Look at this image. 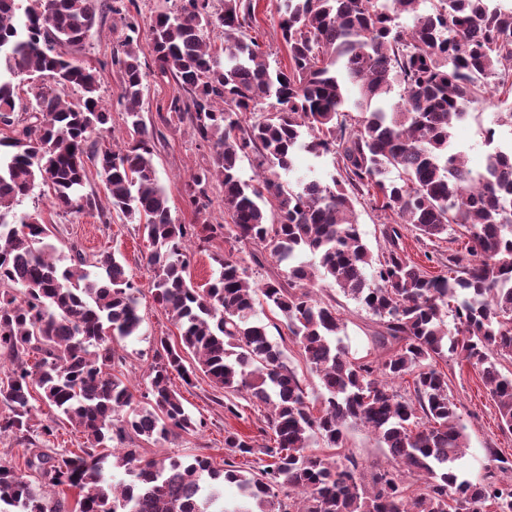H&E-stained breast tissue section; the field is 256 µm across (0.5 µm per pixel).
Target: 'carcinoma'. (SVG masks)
Segmentation results:
<instances>
[{
	"instance_id": "obj_1",
	"label": "carcinoma",
	"mask_w": 512,
	"mask_h": 512,
	"mask_svg": "<svg viewBox=\"0 0 512 512\" xmlns=\"http://www.w3.org/2000/svg\"><path fill=\"white\" fill-rule=\"evenodd\" d=\"M0 0V436L23 445L0 460V512H224V485H234L257 512H512V484L461 480L456 462L467 448L448 376L449 355L476 367L502 426L512 430V147L491 149L473 171L449 147L450 129L482 106L490 87L512 93V0H282L279 28L289 68H273L246 36L257 0H179L146 23L154 64L180 89L168 116L189 119L212 146L208 165L185 182L183 198L198 216L211 206L214 181L224 188L228 224H178L154 165L163 132L142 118L146 72L134 44L142 26L135 0ZM127 31L112 51L121 81L126 142L101 143L110 114L99 96L106 66L68 57L104 6ZM409 22L402 24L399 19ZM219 28L216 49L208 31ZM51 78L17 115L21 76ZM357 97L344 94L345 84ZM80 93L77 101L68 91ZM271 109L258 112L268 99ZM304 150L331 154L332 183L282 175ZM254 156L259 179L241 180L237 164ZM106 178L112 210L138 222L151 250L150 286L179 341L157 340L148 391L135 400L115 374L123 365L114 343L138 335L139 287L109 252H77L61 267L44 242L37 214L19 223L4 215L39 183L66 210L102 213L84 192L85 161ZM398 177L391 178V171ZM367 198L386 219L382 260L363 242L355 202ZM275 205L276 220L266 207ZM454 230L463 241L446 270L428 274L404 254V232L431 240ZM222 237L228 246L209 287L188 279L187 242ZM254 244L285 267L251 287L236 256ZM310 253L316 261L299 257ZM375 267L373 280L366 269ZM329 281L378 318L383 356L350 355L338 337L336 305L317 296ZM278 310L288 335L322 392L313 411L296 370L272 343L256 306ZM453 313L454 327L445 323ZM191 355L194 364L186 366ZM192 384L196 372L224 391V410L239 416L245 394L264 407V443L224 431V468L213 458H142L140 444L203 427L186 410L172 372ZM411 378L401 389L396 382ZM39 392L55 415L36 419ZM80 429L83 446L48 453L58 421ZM373 431L394 466L366 481L352 456L331 460L310 450L344 447L351 425ZM117 442L121 452L101 449ZM255 456L246 474L237 457ZM123 473L117 480L106 471ZM79 489L70 505L62 487Z\"/></svg>"
}]
</instances>
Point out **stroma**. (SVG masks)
I'll list each match as a JSON object with an SVG mask.
<instances>
[{"label": "stroma", "mask_w": 512, "mask_h": 512, "mask_svg": "<svg viewBox=\"0 0 512 512\" xmlns=\"http://www.w3.org/2000/svg\"><path fill=\"white\" fill-rule=\"evenodd\" d=\"M279 5L280 0H259L256 19L248 30L273 64L288 61V49L279 29ZM125 34L120 20L109 14L103 15L72 54L84 65L100 66L109 61L113 45L121 42ZM137 54L147 73L144 120L146 124L155 125L159 122L158 106L166 104L176 94L177 87L173 81L157 73L148 35L140 36ZM509 110H512V99L501 92H492L488 94L483 108L475 111L468 120L454 124L452 141L464 151L467 164L472 169L478 170L485 165L487 149L479 135L480 129L489 124L493 113ZM164 134L165 140L154 156L157 177L169 197L176 223L191 224L195 216L183 200V184L190 174L210 159L212 150L193 135L188 123H173L165 128ZM35 212L40 213L44 224L51 230L49 241L55 247L54 256L60 265H69L73 250L79 249L89 256L104 250L116 253L129 267L141 289L139 313L143 323L139 336L119 342L116 349L125 359L121 370L123 382L134 394L145 392L157 338L167 336L175 339L179 336L176 326L154 301L149 288L152 273L145 264V256L150 250L148 242L136 224L117 214H109L107 221L103 222L95 216L59 209L43 185L37 186L13 209L17 216ZM224 250V241L220 238L207 243L189 242L187 257L194 285H204L218 276V261L223 258ZM319 287L321 297L335 301L342 313L345 328L341 338L350 354L367 360L379 358L381 350L374 337L378 325L371 312L330 282H320ZM257 317L266 324L271 341L279 346L289 364L304 380L310 397H317L321 391L320 380L306 367L298 346L289 339L282 316L263 307L258 309ZM439 367L448 376V388L458 407V423L468 438V449L458 464L461 478L473 480L492 470L498 481H505L504 472L496 471L492 455L497 452L512 458V431L502 427L497 408L485 390L478 370L454 356L440 361ZM179 390L190 414L203 421V428L197 433L160 443H144V459L204 453L211 455L219 465L224 460L225 429L258 436L261 425L258 411L245 401L239 409V417L226 414L223 391L215 388L207 377L196 376L192 384L180 385ZM344 452L354 456L366 472L392 465L387 449L382 448L370 429L360 424L347 430Z\"/></svg>", "instance_id": "stroma-1"}]
</instances>
